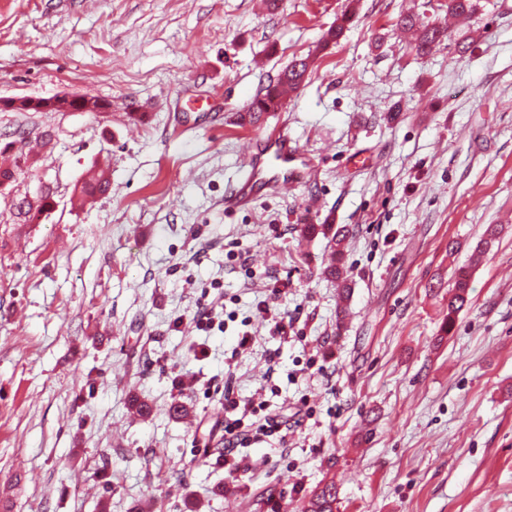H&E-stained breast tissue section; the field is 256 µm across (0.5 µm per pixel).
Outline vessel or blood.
Listing matches in <instances>:
<instances>
[{
    "instance_id": "vessel-or-blood-1",
    "label": "vessel or blood",
    "mask_w": 512,
    "mask_h": 512,
    "mask_svg": "<svg viewBox=\"0 0 512 512\" xmlns=\"http://www.w3.org/2000/svg\"><path fill=\"white\" fill-rule=\"evenodd\" d=\"M314 164L304 150L281 130L257 138L245 156L242 173L224 197V207L249 206L266 190L285 189L316 177Z\"/></svg>"
}]
</instances>
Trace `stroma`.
Returning a JSON list of instances; mask_svg holds the SVG:
<instances>
[{
    "mask_svg": "<svg viewBox=\"0 0 512 512\" xmlns=\"http://www.w3.org/2000/svg\"><path fill=\"white\" fill-rule=\"evenodd\" d=\"M410 11L448 27L427 56ZM304 57L282 109L243 125ZM67 92L106 109H0L20 156L0 188V512H303L331 480L336 512H512V0L465 19L446 0H0V99ZM277 126L317 178L226 212ZM99 161L111 186L79 203ZM45 192L55 209L25 219ZM307 224L347 228L349 298ZM206 296L235 321L197 331ZM269 382L273 407L316 413L231 480L202 447L225 392ZM308 58L294 60L282 70L274 79L270 81L263 90L254 97L248 106L246 112L250 117L254 118L255 114H262L267 112H277L284 105L282 98L283 88L288 86V89L295 91L299 85L304 81L309 68ZM469 288L468 275L459 273L454 281L453 287L448 292V318L445 325L446 328H452L455 315L467 305Z\"/></svg>",
    "mask_w": 512,
    "mask_h": 512,
    "instance_id": "stroma-1",
    "label": "stroma"
}]
</instances>
